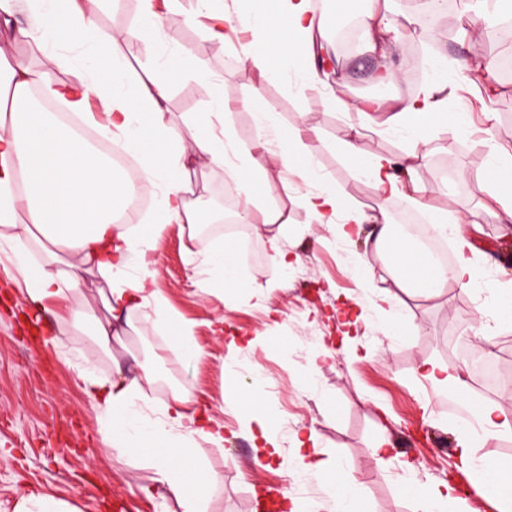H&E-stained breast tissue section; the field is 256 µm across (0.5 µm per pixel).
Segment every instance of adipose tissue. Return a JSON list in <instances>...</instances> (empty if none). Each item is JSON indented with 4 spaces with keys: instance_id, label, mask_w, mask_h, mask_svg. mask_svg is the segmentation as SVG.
Here are the masks:
<instances>
[{
    "instance_id": "ef3b65f1",
    "label": "adipose tissue",
    "mask_w": 512,
    "mask_h": 512,
    "mask_svg": "<svg viewBox=\"0 0 512 512\" xmlns=\"http://www.w3.org/2000/svg\"><path fill=\"white\" fill-rule=\"evenodd\" d=\"M37 19L19 36L40 50L63 45L76 47L99 43L112 49L111 57L98 63L91 72H76L66 82L52 73L14 59L9 47L0 46V239L16 246L15 264L20 275L22 299L40 306L56 302L74 303L81 296L86 275L97 272L106 280L98 294L102 308L93 310L75 306L74 317L94 321V338L106 352L129 356L122 323L127 312L153 307L157 318L166 312L159 289L157 270L148 269L128 279L133 258L146 257L165 224L175 222L196 228L200 215L189 202L188 163L203 158L220 166L226 178L237 182L241 168L234 160L238 149L231 137L219 136L210 128L212 114L223 112L230 92L223 81L212 80L213 92L206 111L195 113L189 124L191 136L165 118L169 84L151 79L132 85L123 67V33H101L97 18L85 11L83 0H33ZM241 27L261 33V42H247L240 53L255 68L266 70L269 46H277L281 68L296 72L303 81L322 83L328 77V49H315L312 37L323 31L325 18L314 12L310 0H274L264 13L242 12L237 17ZM368 48L378 54L383 64L376 79L385 86L402 81L405 73L392 60L389 34L395 26L388 0H370L358 19ZM445 82L439 81L412 89L400 97H376L361 108L362 116L384 113V123L391 128L410 130L414 149L400 156H362L358 146L360 130L351 125L339 139L344 158L358 173L373 182L381 201L402 196L413 208L426 212L438 230L457 225V258L450 270L422 263L414 267L395 264L392 276L406 293L434 292L447 279L465 284L472 277L470 254L473 245L460 229L462 219L456 210L435 213L426 201L429 191L415 164L417 145L424 141L426 129L451 127L456 136L469 128L467 113L448 114L445 107ZM65 103L71 112L84 113L90 100H98L105 116L96 123L98 138L119 135L128 152L140 166L143 188H159L156 209L140 231L130 232L118 220L134 187L96 149L59 124L52 113L42 110L39 99ZM255 122V138L260 144H272L273 160L288 173L314 187L306 198L312 220L318 224H346L347 235H356L367 221L366 214L348 204L335 185L318 174L312 155L303 144L301 127L280 125L274 106L261 93L249 101ZM491 169L494 185L486 189L488 211L505 223H512V151L493 147ZM241 219L249 224L274 225L267 238L273 259L288 265V254L281 248L293 231L282 210L254 214L242 208ZM44 250L42 261L32 260L30 246ZM199 254L204 264L217 275L220 286L233 289L243 280L241 259L236 247H205ZM138 371L123 381L102 379L89 368L78 367L73 379L90 397L102 424L112 430V445L120 453L147 457L156 483L166 486L180 512H204L207 492L217 478L200 472L197 479L185 476L192 465L190 443L195 436H206L215 447L224 445V426L212 417L196 413L187 390L173 391L157 419L143 417L137 401L158 381L154 363L141 361ZM423 376L434 392L468 404V375L464 367L422 364ZM477 427L461 429L455 450L456 469L480 495L494 494L502 512H512V485L496 478V465L478 460L477 446L499 439L512 431V418L497 408H473Z\"/></svg>"
}]
</instances>
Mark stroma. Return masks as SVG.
Returning a JSON list of instances; mask_svg holds the SVG:
<instances>
[{"label":"stroma","mask_w":512,"mask_h":512,"mask_svg":"<svg viewBox=\"0 0 512 512\" xmlns=\"http://www.w3.org/2000/svg\"><path fill=\"white\" fill-rule=\"evenodd\" d=\"M240 0H223L215 15L201 13L196 0H180L164 24L162 39L152 47L136 37L140 0H84L100 20L102 31L127 35L123 54L130 80L164 79L161 60L183 52L202 64L207 78L187 73L170 81L167 117L181 127L194 113L205 111L211 96L209 76L223 79L233 92L225 112L212 123L222 127L244 151L241 167L250 171L255 117L244 102L261 91L274 105L283 125L303 126V139L325 178L336 184L353 206L374 215L380 204L371 181L359 175L336 150L345 124L357 123L353 113L328 109L323 88L270 79L245 64L235 45L211 40L212 27H225ZM389 7L401 32L397 57L407 64L400 93H410L432 78L416 71L414 48L446 57L448 64L466 58L485 63L490 51L489 24L473 37L467 28L469 0L446 18L442 30L417 38V0H391ZM378 58L364 45L336 50L331 85L338 98L352 101L380 94L374 83ZM448 111L470 117L467 137L452 131L428 130L419 172L434 181L449 171L443 191L430 195L440 211L455 207L467 215L464 225L475 247L473 282L448 281L440 292L408 295L377 263L374 278L364 277L358 259L370 247L365 237L345 238L341 229L314 223L305 205L308 189L296 183L284 192L287 178L273 160H265L264 177L278 192L265 206L285 209L294 227L285 243L296 266L275 262L267 232L253 224L235 233L244 281L227 292L201 263L189 260L201 243H224L223 228L206 240L190 239L185 225H165L148 258L159 272L157 286L168 316L189 324L199 359L182 354L157 319L130 315L131 348L142 347L156 360L162 385L146 396L162 405L166 384L192 392L198 407L209 409L224 424V445L212 447L196 439L194 457L219 484L209 493L206 512H263L268 488L294 477V433L314 430L318 455L328 460V476L348 475L359 488L355 512H424L405 481L408 470L418 479L444 481L455 460L456 417L448 399L436 396L417 375L426 362L450 366L458 361V339L489 336L499 365L512 370V321L498 318L485 301L495 282L512 279V223L501 224L480 206L478 188L490 160V145L512 146V80L500 81L494 99H484L473 85H460L448 72ZM191 200L196 208H220L225 198L244 205L241 186L226 180L221 167L195 161L190 173ZM396 297V311L380 315L371 307L375 291ZM0 294V512H16L23 496L51 495L67 502L71 512H179L173 496L153 480L140 458L119 457L112 436L98 422L91 401L74 385L72 367L90 362L95 375L118 379L132 376L128 365H116L95 342L91 319L62 317L60 309L20 305L5 310ZM224 319V338L216 340L212 323ZM59 329L55 343L45 344V329ZM248 391V403L231 406L223 399L227 374ZM267 418L278 432L276 455L263 456L248 429L250 416ZM418 435L406 451L379 456V437L400 443Z\"/></svg>","instance_id":"stroma-1"}]
</instances>
